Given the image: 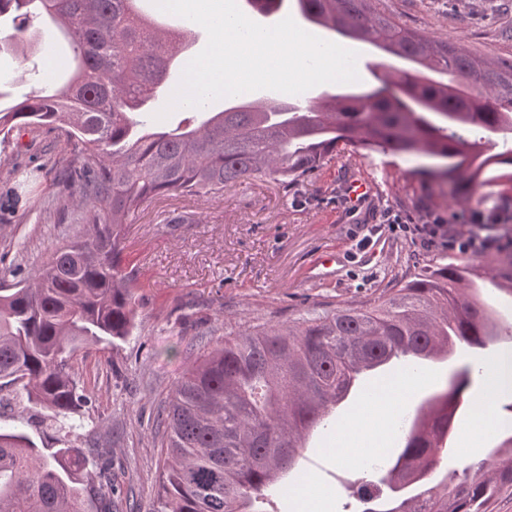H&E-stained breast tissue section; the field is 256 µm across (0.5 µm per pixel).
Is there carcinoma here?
Instances as JSON below:
<instances>
[{
	"label": "carcinoma",
	"instance_id": "carcinoma-1",
	"mask_svg": "<svg viewBox=\"0 0 512 512\" xmlns=\"http://www.w3.org/2000/svg\"><path fill=\"white\" fill-rule=\"evenodd\" d=\"M138 0H0V54L36 50L35 23L51 21L72 52L52 90L12 97L0 76V134L50 126L71 145L62 170L82 228L51 250L24 285L0 293V410L20 395L33 424L56 433L38 447L22 429L0 431V512H112L92 480L77 413L90 402L72 353L122 339L136 296L120 273L122 225L165 193L224 195L251 176L281 183L311 176L333 151H390L447 164L432 176L448 200L491 172L512 179V151L477 148L512 135V59L490 62L461 44L404 28L376 0H293L303 19L363 41L403 66L384 82L410 105L380 93L322 92L302 105L253 101L214 112L199 126L141 133V114L183 64L189 41L161 31ZM431 72L446 75L439 81ZM500 339L492 308L464 270L442 264L372 307H338L295 326L226 333L177 380L165 418L166 465L158 512H271L291 498L310 434L328 429L341 393L387 362L420 368L448 360V344L484 348ZM474 365L453 371L402 429L393 461L357 488L360 512H489L512 493V435L497 434L490 467L448 469L457 412L468 406Z\"/></svg>",
	"mask_w": 512,
	"mask_h": 512
}]
</instances>
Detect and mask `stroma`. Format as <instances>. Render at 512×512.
I'll return each mask as SVG.
<instances>
[{
  "label": "stroma",
  "instance_id": "stroma-1",
  "mask_svg": "<svg viewBox=\"0 0 512 512\" xmlns=\"http://www.w3.org/2000/svg\"><path fill=\"white\" fill-rule=\"evenodd\" d=\"M386 14L431 39L464 44L488 59H512V0H381ZM61 62L40 53L0 57V72L17 76L14 96L52 87ZM69 155L64 136L46 127L15 129L0 144V287L47 261L58 232L75 233L81 211L68 204L58 184ZM422 159L362 150L328 156L312 176L292 186L268 177L247 179L212 197L169 193L148 202L123 228L121 270L138 298L130 336L90 342L72 362L81 386L92 394L84 409L87 446L101 481L112 490L114 512H158L162 442L171 390L183 371L228 332L269 325L288 326L310 312L381 300L400 278L412 277L439 257L487 274L488 301L512 344V295L498 291L490 273L497 252L475 257L439 245L430 249L382 234L366 249L356 242L388 208L420 219L425 210L469 227L476 210H498L512 225V197L499 192L448 203ZM370 181L357 214L345 204L350 180ZM335 252L329 267L322 252ZM466 350L426 370V383L406 400L402 416L434 390L450 371L474 360ZM377 429L379 413L364 410L359 396L336 410L330 435L314 434L302 451L300 482L319 489L315 512H358L356 479L367 462L398 451L400 432L390 429L373 453L362 445L350 418ZM347 456H337V448Z\"/></svg>",
  "mask_w": 512,
  "mask_h": 512
}]
</instances>
